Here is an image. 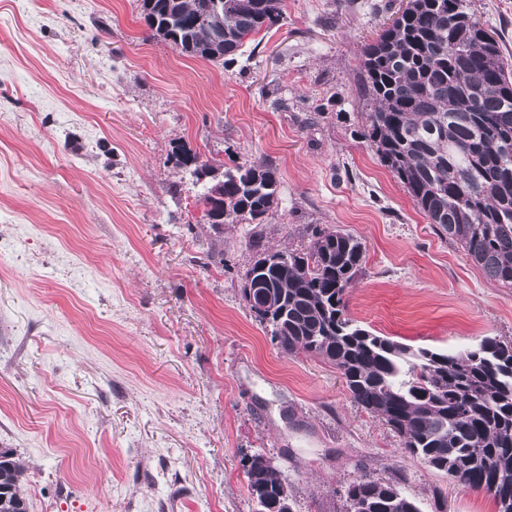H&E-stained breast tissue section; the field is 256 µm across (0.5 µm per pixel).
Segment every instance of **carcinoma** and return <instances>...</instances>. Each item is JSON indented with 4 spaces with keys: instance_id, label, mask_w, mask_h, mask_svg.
Segmentation results:
<instances>
[{
    "instance_id": "cac0c4a2",
    "label": "carcinoma",
    "mask_w": 512,
    "mask_h": 512,
    "mask_svg": "<svg viewBox=\"0 0 512 512\" xmlns=\"http://www.w3.org/2000/svg\"><path fill=\"white\" fill-rule=\"evenodd\" d=\"M284 0H141V18L180 54L230 66L246 40L283 19ZM362 92L372 102L362 138L436 231L488 279L512 288V67L474 20L471 0H406L363 48ZM207 223L262 224L278 206L263 161L233 168L182 147ZM260 274L272 300L254 313L285 354L320 357L340 371L350 400L384 420L406 451L464 487L512 500V341L485 336L459 353L379 336L347 314L363 243L341 229L313 233L303 250H277ZM23 465L0 449V512H27ZM257 506L290 507L288 485L265 456L245 469ZM350 512H420L396 485L367 475Z\"/></svg>"
}]
</instances>
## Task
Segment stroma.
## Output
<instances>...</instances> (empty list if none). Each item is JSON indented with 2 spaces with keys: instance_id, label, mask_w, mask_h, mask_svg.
I'll return each mask as SVG.
<instances>
[{
  "instance_id": "1",
  "label": "stroma",
  "mask_w": 512,
  "mask_h": 512,
  "mask_svg": "<svg viewBox=\"0 0 512 512\" xmlns=\"http://www.w3.org/2000/svg\"><path fill=\"white\" fill-rule=\"evenodd\" d=\"M387 0H285L231 67L153 36L141 0H0V448L28 512H256L270 458L293 512H346L362 475L420 512H496L287 355L242 297L258 252L340 228L365 247L347 313L457 352L512 340V288L436 234L361 136L362 49ZM266 161L262 224H207L171 153ZM251 458V464L247 462L249 468H244L248 491L259 507L257 512H286L284 509L290 508L288 485L264 455L257 454ZM262 505L274 507L276 511H261L264 509Z\"/></svg>"
}]
</instances>
